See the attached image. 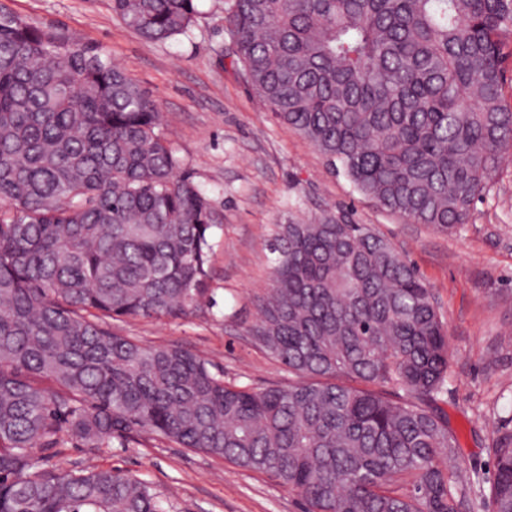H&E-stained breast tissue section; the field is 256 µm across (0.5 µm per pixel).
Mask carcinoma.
<instances>
[{"instance_id":"cac0c4a2","label":"carcinoma","mask_w":512,"mask_h":512,"mask_svg":"<svg viewBox=\"0 0 512 512\" xmlns=\"http://www.w3.org/2000/svg\"><path fill=\"white\" fill-rule=\"evenodd\" d=\"M144 39L196 0H108ZM246 81L355 191L413 224L469 223L512 147V0H224ZM219 216L160 107L100 46L0 11V512H164L120 470L59 449L159 439L269 475L305 512H512V431L488 493L436 402L448 330L431 289L370 224L277 225L252 336L297 380L224 382L126 318L207 306Z\"/></svg>"}]
</instances>
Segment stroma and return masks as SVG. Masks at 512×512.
Masks as SVG:
<instances>
[{
  "label": "stroma",
  "instance_id": "35a3bbf8",
  "mask_svg": "<svg viewBox=\"0 0 512 512\" xmlns=\"http://www.w3.org/2000/svg\"><path fill=\"white\" fill-rule=\"evenodd\" d=\"M0 7L107 50L159 103L162 129L223 216L215 233L206 315L129 319L119 333L175 344L208 359L224 380L259 389L294 376L254 341V301L271 285L267 242L277 225L334 209L373 225L432 288L448 326V382L438 405L463 450L468 476L493 478L489 448L512 430V154L476 201L468 224L448 232L413 224L364 199L257 97L224 27V0H197L191 33L143 40L107 0H0ZM61 469H121L145 481L165 512H302L300 498L267 475L158 440L123 448H66Z\"/></svg>",
  "mask_w": 512,
  "mask_h": 512
}]
</instances>
